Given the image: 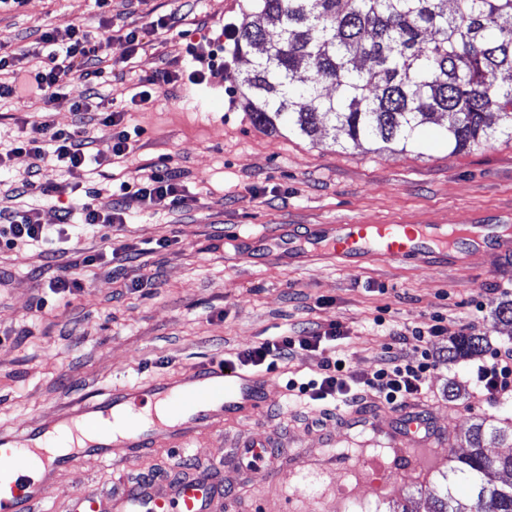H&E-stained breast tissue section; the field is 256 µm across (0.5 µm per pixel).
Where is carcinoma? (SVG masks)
<instances>
[{
  "label": "carcinoma",
  "mask_w": 512,
  "mask_h": 512,
  "mask_svg": "<svg viewBox=\"0 0 512 512\" xmlns=\"http://www.w3.org/2000/svg\"><path fill=\"white\" fill-rule=\"evenodd\" d=\"M254 20L239 29L235 50L262 47L243 85L256 124L309 137L322 118L355 145L365 140L412 149L420 128L448 115L451 151L512 139V0H253ZM277 30L268 38L265 24ZM335 87L326 96L321 88ZM483 351L482 339H459L455 353ZM512 439V428L474 425L469 450L452 471L473 480V503L450 488L431 490L428 512H512V454L490 455L487 441Z\"/></svg>",
  "instance_id": "obj_1"
}]
</instances>
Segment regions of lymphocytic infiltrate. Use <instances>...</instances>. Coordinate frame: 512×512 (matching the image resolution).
<instances>
[{
    "label": "lymphocytic infiltrate",
    "mask_w": 512,
    "mask_h": 512,
    "mask_svg": "<svg viewBox=\"0 0 512 512\" xmlns=\"http://www.w3.org/2000/svg\"><path fill=\"white\" fill-rule=\"evenodd\" d=\"M41 43L50 45L51 51L41 65L23 69L20 55L8 43L0 41V71L14 70L10 83H0V100L35 95L47 103L61 98L60 90L71 79L84 82L86 92L82 100L73 102L72 112L77 119L67 129L53 128L50 121L31 122L19 139L7 151H0V161L6 155L25 153L36 160H50L57 171L68 175L72 183L65 186L48 181L41 184L43 195L64 190L78 191L79 180L97 158L90 152L92 140L81 118L96 99V87L104 74L102 62L119 54L129 60L141 46L138 30L114 33L110 24H103L100 34L93 35L74 23L46 28L39 36ZM117 200L109 213L97 211L86 201L60 208L58 225L41 223L36 209L4 210L0 212V248L14 249L40 247L68 242V227L82 226L94 231H117L130 217L131 203L146 208H175L184 205L188 197L180 172L170 166L152 171L137 184L121 183L115 190ZM447 329L433 324L422 329L415 327L397 330L394 339L402 346H413L416 357L397 354L384 356L370 372L355 374L351 371L345 352L338 347L343 339L341 324L329 322L314 325L296 336H276L259 345L236 353L235 363L243 367H275L299 350L326 349L319 370L310 378H289L287 388L301 399L311 403L341 402L347 408L360 406L362 399L372 395L389 409L403 412L425 392L428 378L438 367L432 351L436 340L443 338ZM476 384L483 396L491 400L512 399V344L492 349L476 367Z\"/></svg>",
    "instance_id": "f902f5d3"
}]
</instances>
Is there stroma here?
I'll use <instances>...</instances> for the list:
<instances>
[{
	"label": "stroma",
	"mask_w": 512,
	"mask_h": 512,
	"mask_svg": "<svg viewBox=\"0 0 512 512\" xmlns=\"http://www.w3.org/2000/svg\"><path fill=\"white\" fill-rule=\"evenodd\" d=\"M250 0H27L0 11V40L35 48L45 28L72 22L98 31L144 27L150 14L182 16L180 28L145 34L130 61H106L98 87L105 109L129 113L139 128L125 165L92 170L84 189L93 206L112 209L111 186L150 174L165 163L182 171L190 199L174 209L134 210L112 234L113 247L141 251L137 267L148 278L129 287L109 266L84 265L102 251L98 235L82 231L68 250L48 246L0 251V431L58 417L69 401L142 379L162 381L193 366L249 349L303 323H340L355 373L372 369L399 347L395 329L427 327L442 317V353L475 323L486 349L512 341V324L500 307L512 302V256L475 255L469 264L373 263L360 269L279 255L276 234L289 225L385 223L448 224L468 217L480 224L512 223V140L494 136L484 145L451 151L441 126L425 125L411 151L378 142L353 145L327 131L315 137L277 132L254 123L240 82L248 56L235 55L238 28ZM222 37L224 78L189 79L192 45ZM168 70L177 80L156 88L154 101L132 97L141 80ZM65 100L0 102V138L17 134L27 117L48 113L53 126L70 127L71 102L85 86L74 78ZM169 247H160L162 239ZM70 274L81 291L59 298L50 281ZM45 308H37L38 299ZM322 354L297 351L269 373V414L249 421L228 419L193 439L185 454L189 470L207 472L235 488L217 512H387L447 482L470 500L469 481L449 467L468 450L474 424L512 426V401L481 397L472 376L479 356L441 361L427 381V399L415 408L431 422L435 446L428 456H399L386 437L362 446V422L393 426L396 413L368 398L361 413L296 403L289 375L317 372ZM272 431L288 445L276 466L243 474L226 462L227 440ZM116 464L95 458L57 473L44 486L49 512H68L77 490L113 488V466L125 475L165 481L177 472L176 451L151 456L116 455Z\"/></svg>",
	"instance_id": "obj_1"
}]
</instances>
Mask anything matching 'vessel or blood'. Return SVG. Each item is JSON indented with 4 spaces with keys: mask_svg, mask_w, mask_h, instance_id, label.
I'll return each mask as SVG.
<instances>
[{
    "mask_svg": "<svg viewBox=\"0 0 512 512\" xmlns=\"http://www.w3.org/2000/svg\"><path fill=\"white\" fill-rule=\"evenodd\" d=\"M285 246L291 253L312 251L314 256L331 259L339 267L434 258L457 265L481 253L511 255L512 226L475 224L465 217L449 224H315L306 226L303 233H289ZM266 385L265 374L218 360L199 364L173 380L143 381L131 388L115 387L71 401L67 417L82 422L108 416L116 408L139 405L147 397L164 401L171 420L165 423L157 419L146 425L133 419L124 438L114 441L100 434L85 436L72 452L56 456L41 452L55 431V423L28 425L17 433L1 435L0 512H40L43 488L28 475L31 455H38L43 472L52 474L75 466L86 456L111 461L115 446L135 448L144 455L165 444L185 449L195 431L215 418L249 419L263 412L269 406ZM422 427L421 421L406 417L386 435L390 442L400 443L401 455L407 456ZM268 448L265 436L259 435L237 445L235 458L252 469L265 467L273 475L277 469L267 460ZM113 476L122 488L119 497L107 503L95 489L84 488L73 495L69 512H211L215 500L229 495L228 489L215 488L202 478L181 480L174 492L168 493L131 482L118 470Z\"/></svg>",
    "mask_w": 512,
    "mask_h": 512,
    "instance_id": "b4317fda",
    "label": "vessel or blood"
}]
</instances>
